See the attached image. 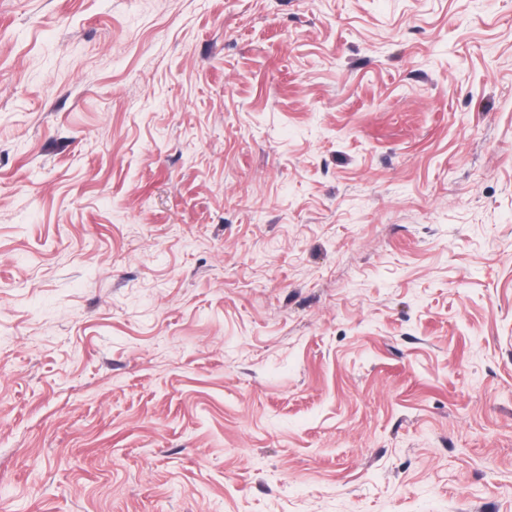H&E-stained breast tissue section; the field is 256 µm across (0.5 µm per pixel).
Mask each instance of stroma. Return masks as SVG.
Listing matches in <instances>:
<instances>
[{"label": "stroma", "mask_w": 512, "mask_h": 512, "mask_svg": "<svg viewBox=\"0 0 512 512\" xmlns=\"http://www.w3.org/2000/svg\"><path fill=\"white\" fill-rule=\"evenodd\" d=\"M0 512H512V0H0Z\"/></svg>", "instance_id": "obj_1"}]
</instances>
